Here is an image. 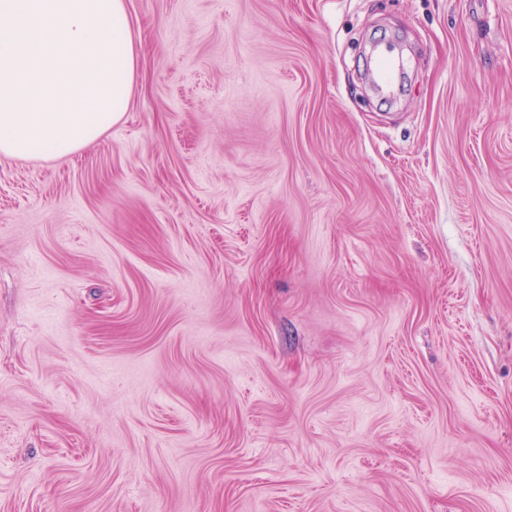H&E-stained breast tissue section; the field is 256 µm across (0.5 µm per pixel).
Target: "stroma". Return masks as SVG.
Returning a JSON list of instances; mask_svg holds the SVG:
<instances>
[{"instance_id": "stroma-1", "label": "stroma", "mask_w": 512, "mask_h": 512, "mask_svg": "<svg viewBox=\"0 0 512 512\" xmlns=\"http://www.w3.org/2000/svg\"><path fill=\"white\" fill-rule=\"evenodd\" d=\"M127 4L0 156V512H512V0Z\"/></svg>"}]
</instances>
